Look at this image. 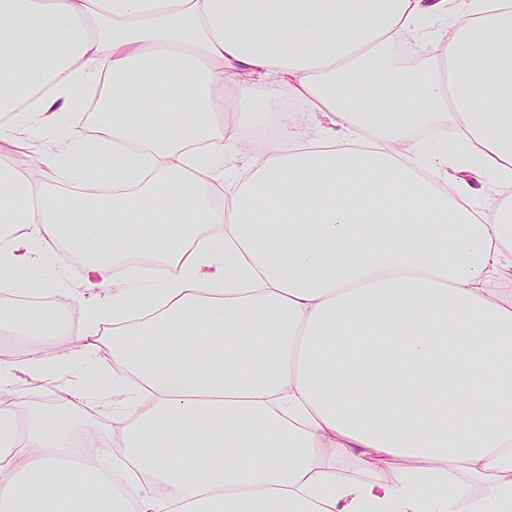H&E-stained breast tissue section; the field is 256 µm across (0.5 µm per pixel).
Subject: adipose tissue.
Returning a JSON list of instances; mask_svg holds the SVG:
<instances>
[{
	"instance_id": "1",
	"label": "adipose tissue",
	"mask_w": 512,
	"mask_h": 512,
	"mask_svg": "<svg viewBox=\"0 0 512 512\" xmlns=\"http://www.w3.org/2000/svg\"><path fill=\"white\" fill-rule=\"evenodd\" d=\"M31 132L86 191L0 163V393L81 369L0 408V512H512V0H0V142ZM43 359L52 369V377L50 379H38L31 378L29 376H23L22 380L16 386L21 396H23V394L30 390L32 387H40L44 392L50 393L54 391L57 386L65 385L70 379L71 370L69 368L58 367L55 354L52 351H45V353H43ZM95 373L85 374V389L87 392V405L84 410L86 415L95 416L106 425L113 426L112 422V407L103 406L99 400V394L112 385V372L100 375L97 382H95Z\"/></svg>"
}]
</instances>
